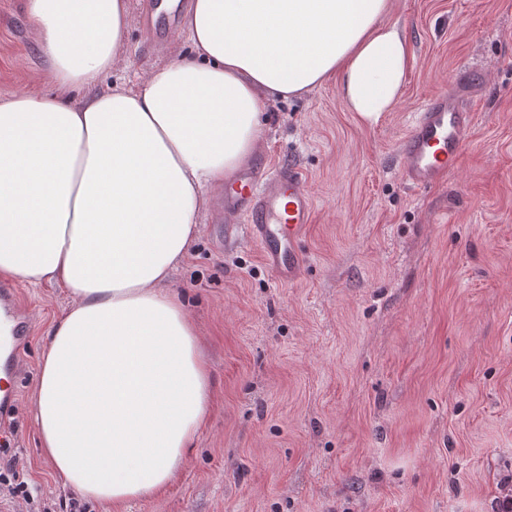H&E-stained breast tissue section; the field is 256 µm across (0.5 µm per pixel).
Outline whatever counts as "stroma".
Here are the masks:
<instances>
[{
	"mask_svg": "<svg viewBox=\"0 0 512 512\" xmlns=\"http://www.w3.org/2000/svg\"><path fill=\"white\" fill-rule=\"evenodd\" d=\"M411 47L403 88L364 123L327 81L262 107L252 161L292 163L315 202L292 286L219 198L169 286L197 327L212 409L167 490L125 512H498L512 488V0H389ZM184 31L148 44L130 20L103 83L136 89L189 55ZM487 83L446 183L405 186L400 139L462 66ZM52 85L26 0H0V100ZM32 318L10 441L27 498L0 512H112L57 476L32 424L62 289L20 288Z\"/></svg>",
	"mask_w": 512,
	"mask_h": 512,
	"instance_id": "1",
	"label": "stroma"
}]
</instances>
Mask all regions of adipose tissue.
<instances>
[{
  "label": "adipose tissue",
  "instance_id": "adipose-tissue-1",
  "mask_svg": "<svg viewBox=\"0 0 512 512\" xmlns=\"http://www.w3.org/2000/svg\"><path fill=\"white\" fill-rule=\"evenodd\" d=\"M52 91L0 101V278L65 289L33 422L64 482L120 508L163 492L211 409L195 324L167 287L211 194L255 154L264 100L338 77L377 123L411 49L389 0H195L189 57L99 88L129 0H27Z\"/></svg>",
  "mask_w": 512,
  "mask_h": 512
}]
</instances>
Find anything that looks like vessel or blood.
<instances>
[{
  "label": "vessel or blood",
  "instance_id": "vessel-or-blood-1",
  "mask_svg": "<svg viewBox=\"0 0 512 512\" xmlns=\"http://www.w3.org/2000/svg\"><path fill=\"white\" fill-rule=\"evenodd\" d=\"M164 0H141L139 22L147 39L164 41L188 8L177 0L164 9ZM478 90L477 83H454L444 93L425 99L399 146L401 178L405 185L425 190L444 183L470 142L475 114L465 102ZM314 212L306 172L295 165L254 166L242 170L224 194V222L228 230L245 228L259 248L264 265L283 286L300 277L306 253L303 243ZM30 329L16 288L0 284V369L19 373L20 348Z\"/></svg>",
  "mask_w": 512,
  "mask_h": 512
}]
</instances>
